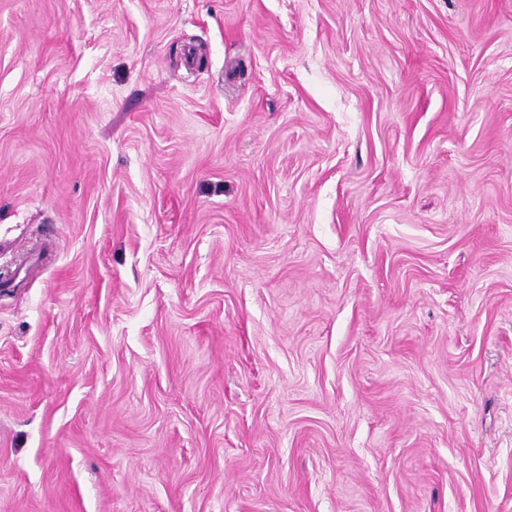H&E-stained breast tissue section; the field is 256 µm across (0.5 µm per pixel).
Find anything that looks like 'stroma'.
<instances>
[{
  "label": "stroma",
  "instance_id": "stroma-1",
  "mask_svg": "<svg viewBox=\"0 0 512 512\" xmlns=\"http://www.w3.org/2000/svg\"><path fill=\"white\" fill-rule=\"evenodd\" d=\"M0 512H512V0H0Z\"/></svg>",
  "mask_w": 512,
  "mask_h": 512
}]
</instances>
